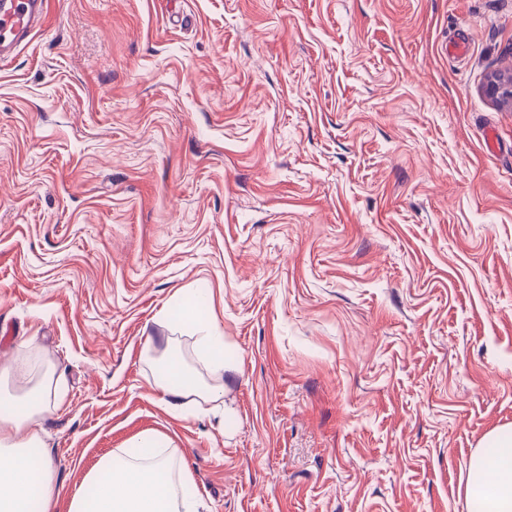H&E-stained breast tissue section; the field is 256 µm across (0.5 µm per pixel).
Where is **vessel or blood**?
<instances>
[{"label":"vessel or blood","mask_w":512,"mask_h":512,"mask_svg":"<svg viewBox=\"0 0 512 512\" xmlns=\"http://www.w3.org/2000/svg\"><path fill=\"white\" fill-rule=\"evenodd\" d=\"M48 20V0H0V60L14 55Z\"/></svg>","instance_id":"vessel-or-blood-1"}]
</instances>
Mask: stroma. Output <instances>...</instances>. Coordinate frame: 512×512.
<instances>
[{"mask_svg": "<svg viewBox=\"0 0 512 512\" xmlns=\"http://www.w3.org/2000/svg\"><path fill=\"white\" fill-rule=\"evenodd\" d=\"M495 72L512 0H50L0 63V368L61 375V502L160 433L199 512H473L469 460L512 428ZM149 336L222 388L205 413L161 402ZM184 303L182 315L200 333L198 347L201 358L207 360L213 370L224 369V336H220L215 321L207 314V303L200 308L194 298Z\"/></svg>", "mask_w": 512, "mask_h": 512, "instance_id": "stroma-1", "label": "stroma"}]
</instances>
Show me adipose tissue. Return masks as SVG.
I'll return each mask as SVG.
<instances>
[{
	"instance_id": "ef3b65f1",
	"label": "adipose tissue",
	"mask_w": 512,
	"mask_h": 512,
	"mask_svg": "<svg viewBox=\"0 0 512 512\" xmlns=\"http://www.w3.org/2000/svg\"><path fill=\"white\" fill-rule=\"evenodd\" d=\"M182 315L198 331L201 358L213 370L224 367V338L206 308L186 300ZM170 412L176 413L193 398L211 397L213 389L193 379L181 358L163 351L156 380ZM55 401L42 385L30 387L7 403L0 418V512H56L59 492L54 464L43 451L37 416L54 409ZM147 461L135 464L114 455L103 457L69 498L67 512H198L199 500L190 494L189 473H182L183 500H176L166 478V464L156 451L164 447L160 435H144L134 442ZM465 497L478 502L481 512H512V429L492 432L483 450L470 459Z\"/></svg>"
}]
</instances>
